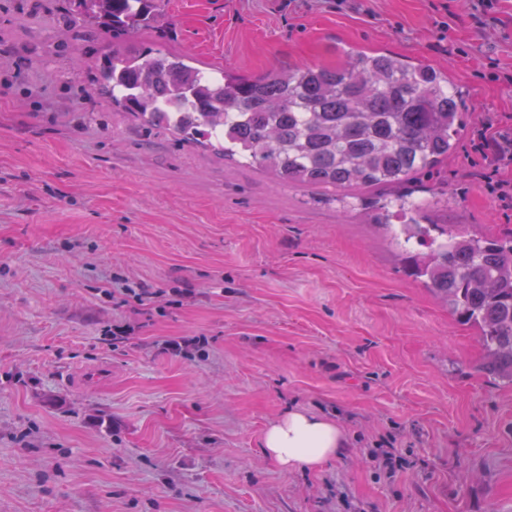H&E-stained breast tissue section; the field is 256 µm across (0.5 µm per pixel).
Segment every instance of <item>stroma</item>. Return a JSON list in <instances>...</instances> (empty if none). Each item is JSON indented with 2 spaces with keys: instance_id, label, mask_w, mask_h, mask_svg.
I'll use <instances>...</instances> for the list:
<instances>
[{
  "instance_id": "stroma-1",
  "label": "stroma",
  "mask_w": 512,
  "mask_h": 512,
  "mask_svg": "<svg viewBox=\"0 0 512 512\" xmlns=\"http://www.w3.org/2000/svg\"><path fill=\"white\" fill-rule=\"evenodd\" d=\"M166 0L165 50L211 73L331 65L336 45L446 70L466 126L414 200L512 225L478 180L482 124L512 123V0ZM63 0H0V512H512V387L474 330L408 276L387 227L331 191L143 126L82 92L100 42ZM457 16L446 39L438 24ZM198 337L185 355L169 341ZM341 420L316 469L264 454L290 408ZM407 464L370 466L379 448ZM472 12L469 14L475 27L488 34L494 29L497 23L496 1L494 0H472Z\"/></svg>"
}]
</instances>
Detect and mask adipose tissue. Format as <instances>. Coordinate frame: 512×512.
<instances>
[{"label":"adipose tissue","instance_id":"ef3b65f1","mask_svg":"<svg viewBox=\"0 0 512 512\" xmlns=\"http://www.w3.org/2000/svg\"><path fill=\"white\" fill-rule=\"evenodd\" d=\"M345 430L328 416L302 409L283 412L265 429L262 448L282 469L314 468L347 448Z\"/></svg>","mask_w":512,"mask_h":512}]
</instances>
